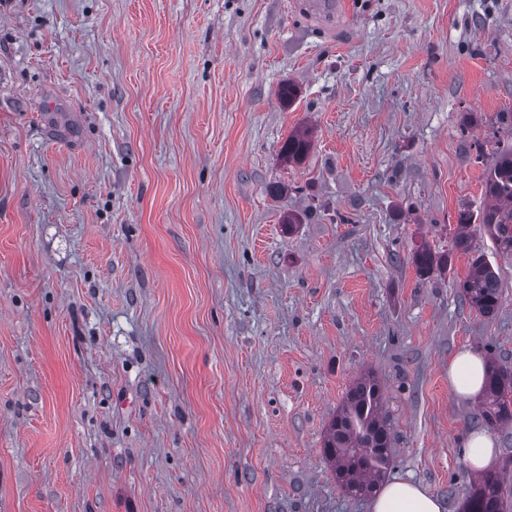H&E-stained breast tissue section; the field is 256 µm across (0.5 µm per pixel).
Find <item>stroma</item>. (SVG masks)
Segmentation results:
<instances>
[{
  "instance_id": "obj_1",
  "label": "stroma",
  "mask_w": 512,
  "mask_h": 512,
  "mask_svg": "<svg viewBox=\"0 0 512 512\" xmlns=\"http://www.w3.org/2000/svg\"><path fill=\"white\" fill-rule=\"evenodd\" d=\"M295 2L0 0V512H369L322 453L366 372L392 477L468 495L448 363L512 366V254L492 317L412 254L512 146V0ZM312 146L309 131H297L288 136L280 149V155L286 163H300Z\"/></svg>"
}]
</instances>
